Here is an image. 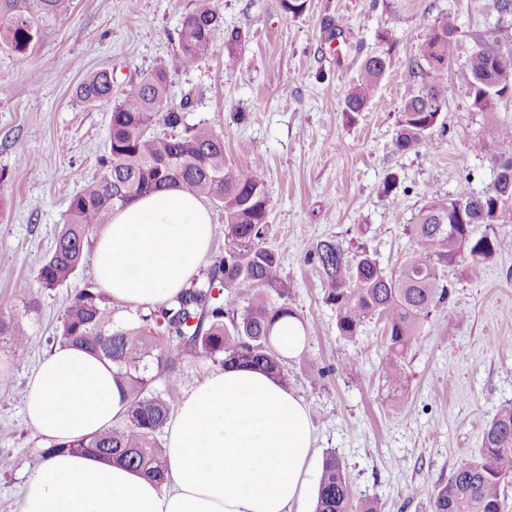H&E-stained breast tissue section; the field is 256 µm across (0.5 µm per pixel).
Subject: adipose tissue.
I'll use <instances>...</instances> for the list:
<instances>
[{
	"label": "adipose tissue",
	"instance_id": "obj_1",
	"mask_svg": "<svg viewBox=\"0 0 512 512\" xmlns=\"http://www.w3.org/2000/svg\"><path fill=\"white\" fill-rule=\"evenodd\" d=\"M202 199L166 187L117 210L96 235L93 273L125 311L186 288L209 251ZM25 417L48 442L88 439L121 419L128 400L111 366L54 346L29 378ZM156 481L90 453H57L27 479L22 512H307L317 460L309 414L294 391L248 367L192 385L165 426Z\"/></svg>",
	"mask_w": 512,
	"mask_h": 512
}]
</instances>
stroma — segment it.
Here are the masks:
<instances>
[{
  "instance_id": "1",
  "label": "stroma",
  "mask_w": 512,
  "mask_h": 512,
  "mask_svg": "<svg viewBox=\"0 0 512 512\" xmlns=\"http://www.w3.org/2000/svg\"><path fill=\"white\" fill-rule=\"evenodd\" d=\"M225 26L237 28L238 65L224 67L216 40L196 66L174 72L171 94L194 92L191 122L224 135V155L245 171L260 169L269 188L267 246L292 284L314 368L329 376L311 385L310 371L291 366L290 387L307 407L320 451L345 462L354 497H374L382 512H428L414 485L435 486L477 454L484 427L512 402V211L491 225L498 247L488 261L448 270L458 319L428 324L408 354L405 391L391 398L379 373L387 353L383 322L355 339L336 330L323 302L318 269L305 263L312 244L331 238L365 245L396 269L411 247L406 227L425 189L476 194L493 183V153L472 145L491 115L466 96V59L476 37L512 44V16L492 0H309L300 17L279 0H215ZM195 0H72L27 53L0 47V312L20 318L35 336L27 358L0 348V512H20L23 486L42 462L45 442L23 415V390L47 351L70 297L92 280L84 258L62 288L33 289L28 307L17 288L32 282L49 253L70 198L97 175L106 152L110 111L83 103L77 86L111 73L115 89L173 65L177 29ZM455 14L460 33L453 59L439 72L448 107L445 130L418 151L396 154L391 141L404 102L421 87L409 64L435 19ZM388 64L376 98L355 122L343 99L363 58ZM38 86H31V75ZM32 163H24V156ZM396 174L397 205L387 212L379 188ZM360 367L346 368L349 358Z\"/></svg>"
}]
</instances>
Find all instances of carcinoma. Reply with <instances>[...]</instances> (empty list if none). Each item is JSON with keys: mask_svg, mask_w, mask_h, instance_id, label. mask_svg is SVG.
<instances>
[{"mask_svg": "<svg viewBox=\"0 0 512 512\" xmlns=\"http://www.w3.org/2000/svg\"><path fill=\"white\" fill-rule=\"evenodd\" d=\"M69 0H0V43L24 54L41 37L47 21L67 11ZM458 32L457 17H438L422 43L415 66L440 71L448 66ZM233 47L238 31L224 29L214 0H197L178 28L176 67L189 69L206 58L219 35ZM467 66V97L477 112L492 113L512 99V49L474 40ZM387 58L363 60L360 78L346 92L342 112L355 121L374 101ZM170 70L161 67L121 93L112 92V75L98 72L76 89L89 104L110 106L107 152L99 174L74 194L50 253L35 282L44 290L65 286L76 274L91 238L112 213L135 199L175 186L224 209V253L211 260L205 276L179 295L129 319L96 283H85L58 317L52 342L77 345L112 365L126 388L124 418L74 444L52 442L45 458L64 449L91 450L104 459L165 478V450L157 435L175 400L170 377L186 359L222 368L249 366L288 385L290 360L274 334L278 322L298 317L291 305V283L281 273L277 251L265 245L269 191L258 171L244 173L224 159V133L188 121L190 111L170 96ZM447 109L443 86L425 83L400 112L391 150H417L441 125ZM512 142V121L488 123L474 142L476 151L500 149ZM410 225L414 245L396 271L381 267L370 250L351 253L332 239L313 244L305 262L323 280V301L336 314L340 337L351 340L373 319L384 322L387 354L380 374L396 397L407 384L402 365L418 345L434 315L455 318L448 308V267L490 259L496 239L489 226L512 207V154L500 159L493 188L480 195L460 187L451 195L432 189ZM247 283L252 293L243 308L232 290ZM8 337L12 358H25L34 342L22 323L0 314V340ZM512 479V403L500 407L485 427L481 447L430 490L415 485L411 496L426 497L430 512H504V487ZM315 512H379L375 498L353 499L351 485L336 452L325 454Z\"/></svg>", "mask_w": 512, "mask_h": 512, "instance_id": "obj_1", "label": "carcinoma"}]
</instances>
